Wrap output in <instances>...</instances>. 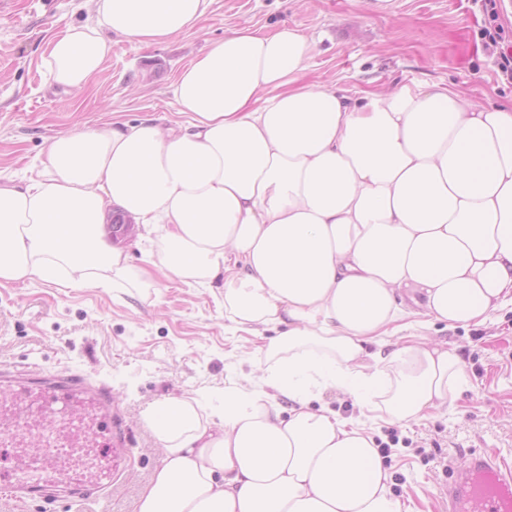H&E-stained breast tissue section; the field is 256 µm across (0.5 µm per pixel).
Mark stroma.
<instances>
[{
  "label": "stroma",
  "instance_id": "35a3bbf8",
  "mask_svg": "<svg viewBox=\"0 0 512 512\" xmlns=\"http://www.w3.org/2000/svg\"><path fill=\"white\" fill-rule=\"evenodd\" d=\"M500 29L485 34L487 5ZM91 0H0V179L17 183L44 169L49 141L115 120L175 117L171 86L210 41L240 29L288 23L312 45L304 79L326 87L388 91L441 83L479 102L512 100V0H211L194 31L145 47L112 38L102 73L84 90L49 84L48 41L70 25L96 24ZM461 354L469 386L448 409L415 422L379 418L350 395L315 391L359 418L391 446L392 492L413 512H437L448 461L494 448L512 456V305L483 325L423 329ZM264 363L254 337L224 319L219 291L157 278L147 288H69L64 281L0 284V371L39 377L78 373L106 384L131 431L134 451L102 512H136L163 450L144 412L168 396L221 406L224 380L258 385Z\"/></svg>",
  "mask_w": 512,
  "mask_h": 512
}]
</instances>
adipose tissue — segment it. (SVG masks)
<instances>
[{"mask_svg":"<svg viewBox=\"0 0 512 512\" xmlns=\"http://www.w3.org/2000/svg\"><path fill=\"white\" fill-rule=\"evenodd\" d=\"M209 5L96 0L98 25L49 43L47 77L87 87L111 35L163 43ZM310 54L287 24L238 31L179 74L175 126L62 133L44 173L0 182V284L174 277L218 289L225 320L262 337L261 385L145 412L163 456L136 512H410L374 432L313 391L419 420L468 378L456 350L410 334L412 311L468 327L512 302V105L440 84L354 97L303 82ZM111 206L155 237L144 266L107 242Z\"/></svg>","mask_w":512,"mask_h":512,"instance_id":"obj_1","label":"adipose tissue"}]
</instances>
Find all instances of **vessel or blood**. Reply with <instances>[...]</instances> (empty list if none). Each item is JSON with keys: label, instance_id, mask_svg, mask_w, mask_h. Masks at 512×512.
<instances>
[{"label": "vessel or blood", "instance_id": "b4317fda", "mask_svg": "<svg viewBox=\"0 0 512 512\" xmlns=\"http://www.w3.org/2000/svg\"><path fill=\"white\" fill-rule=\"evenodd\" d=\"M63 411L49 431L38 467L27 456L32 409ZM0 447L16 451V465L0 470L14 497L51 500L57 488L72 499L96 501L116 482L129 454L123 416L105 384L77 374L46 379L0 372ZM444 512H512V458L472 451L438 489Z\"/></svg>", "mask_w": 512, "mask_h": 512}]
</instances>
